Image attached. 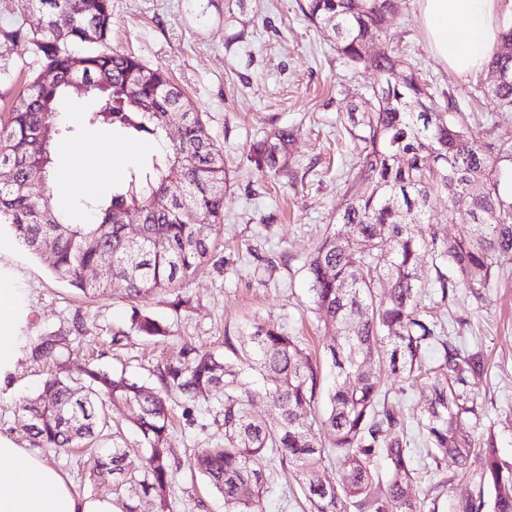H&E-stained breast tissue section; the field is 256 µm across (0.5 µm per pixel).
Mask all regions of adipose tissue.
Here are the masks:
<instances>
[{
    "label": "adipose tissue",
    "instance_id": "obj_1",
    "mask_svg": "<svg viewBox=\"0 0 512 512\" xmlns=\"http://www.w3.org/2000/svg\"><path fill=\"white\" fill-rule=\"evenodd\" d=\"M420 18L430 48L439 61L460 76L477 72L499 37L502 0H419ZM95 163L80 147H57L56 195L68 191L105 195L110 178L93 176ZM29 308L16 268L0 260V379L15 369L17 338ZM0 512H115L111 498L82 495L42 456L0 436Z\"/></svg>",
    "mask_w": 512,
    "mask_h": 512
}]
</instances>
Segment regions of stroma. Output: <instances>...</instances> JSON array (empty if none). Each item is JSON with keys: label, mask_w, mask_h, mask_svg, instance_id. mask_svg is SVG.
<instances>
[{"label": "stroma", "mask_w": 512, "mask_h": 512, "mask_svg": "<svg viewBox=\"0 0 512 512\" xmlns=\"http://www.w3.org/2000/svg\"><path fill=\"white\" fill-rule=\"evenodd\" d=\"M304 0H112V36L106 47L130 53L147 65L167 69L202 112L208 131L224 154L229 186L224 194V230L213 258L202 262L184 284L190 304L173 312L169 296L150 294L137 305L120 298L84 300L66 283L57 281L45 264L24 250L8 227H0V257L21 273L30 316L24 334L36 339L66 325L74 312L84 314L87 331L74 344L65 368L80 377L88 357L99 365L126 370L137 379H150L157 365L176 359L183 344L207 348L240 347L249 341L250 323L278 325L300 337L317 372L315 409H327L332 368L324 347L329 338L317 320L306 262L326 233L341 231L338 222L349 169L356 153L341 112L354 89L380 81L378 73L351 67L336 51L333 34L316 28L304 16ZM388 32L420 75L441 93L453 95L470 112L474 137L512 142V112L502 113L485 87L487 71L460 77L431 51L422 30L418 0H397L387 18ZM11 77L0 82V116H6L29 76L43 67L31 47L8 46L0 53ZM76 139L99 169L113 168L120 181L143 156L114 153L103 157L97 129L75 120ZM294 133L288 165L279 174L260 171L249 160L253 142L277 129ZM472 229L467 203L433 208L420 233L437 231L443 238L466 237ZM428 306L444 327L449 345L480 352L488 367L486 382L475 395L477 417L464 427L478 437H493L499 457L512 465V261L503 262L481 298L467 292L442 299L431 293ZM164 319L171 335L163 341L141 336L131 326L133 309ZM389 392L411 441L413 464L421 481L412 490L423 497L439 480L448 492L439 512H453L457 498L478 496L479 473L461 472L455 459L439 470L428 465L426 437L419 423L431 399L427 381L375 367ZM44 378L43 366L20 357L12 374L0 380V435L23 448L32 443L21 429L19 403L35 395ZM218 404L193 409L195 422H177L170 444L181 463L172 487L173 512H224L222 496L204 477L191 475L189 459L195 449L222 442ZM85 494L103 495L95 485L98 457L47 454ZM269 491L265 512H302L304 497L278 468L267 472Z\"/></svg>", "instance_id": "1"}]
</instances>
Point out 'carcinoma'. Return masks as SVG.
Listing matches in <instances>:
<instances>
[{
  "mask_svg": "<svg viewBox=\"0 0 512 512\" xmlns=\"http://www.w3.org/2000/svg\"><path fill=\"white\" fill-rule=\"evenodd\" d=\"M393 9L394 0H306L302 8L311 23L334 34L346 64L384 76L342 116L358 157L340 217L349 231L326 234L307 262L335 374L322 420L313 413L317 374L298 341L275 325L252 326L250 344L240 349L247 368L260 375L267 398L260 411L253 409L250 393L237 391L240 368L217 350L184 344L177 359L156 366L154 385L148 386L93 362L78 379L65 374L74 341L69 330L25 342L31 361L55 369L40 392L24 401L23 430L36 447L55 453L112 441L99 477H112L126 491L122 512H138L143 497L154 499L158 512H170L178 469L168 447L171 414L181 401L212 399L221 405L224 442L197 449L192 467L224 496L225 512H263L273 457L301 488L309 512H346L349 505L359 512H438L445 480L419 500L407 498L418 469L388 393L369 369L380 356L395 372L430 380L422 429L436 466L449 455L464 468L478 465L480 484L493 495V512H512V467L498 458L493 441L482 444L460 427L476 410L474 398L453 383L478 384L483 358L440 341L436 321L420 306L423 256L436 271L430 287L443 299L460 288L481 295L501 260H512V192L501 189L503 181H512V142L472 137L467 113L452 96H439L423 82L399 47L367 53L369 43L391 41L386 18ZM18 11L39 25L22 23L4 37L33 46L49 77L35 76L19 92L8 121L0 122V224L55 278L84 295L133 303L147 294L171 293L169 305L180 313L189 304L183 283L215 249L229 187L223 152L203 114L166 70L98 49L109 37L112 0H20ZM485 66L506 75L488 90L499 111L512 112V20L502 21ZM75 74L103 101L88 113V124L159 145L110 197L80 202L93 216L89 223L75 222L57 205L53 190L42 194L31 180L41 138L50 137L52 170L55 144L75 134L57 110ZM170 112L186 115L175 140L165 125ZM292 140V132L279 129L253 145L258 169L279 172ZM359 181L367 185L362 195L353 192ZM175 183L183 193H168ZM473 187L469 236L448 241L434 233L427 240L416 233L434 205L444 203L451 217L456 197ZM138 209L143 223L135 239L123 219ZM107 258L112 263L103 278H84V270ZM132 325L145 337L169 336L167 324L136 307ZM438 342L440 364L429 368L425 353ZM115 414L135 428L144 453L132 456L119 444L118 432L110 431ZM332 455L343 479L326 489L320 463Z\"/></svg>",
  "mask_w": 512,
  "mask_h": 512,
  "instance_id": "carcinoma-1",
  "label": "carcinoma"
}]
</instances>
